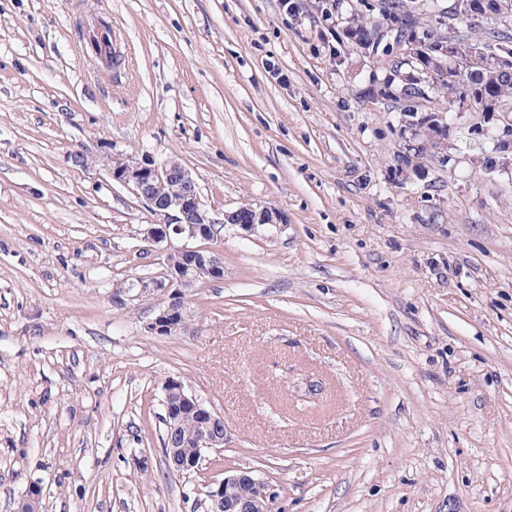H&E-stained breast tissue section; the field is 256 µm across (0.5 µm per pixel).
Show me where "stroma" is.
<instances>
[{
  "instance_id": "obj_1",
  "label": "stroma",
  "mask_w": 512,
  "mask_h": 512,
  "mask_svg": "<svg viewBox=\"0 0 512 512\" xmlns=\"http://www.w3.org/2000/svg\"><path fill=\"white\" fill-rule=\"evenodd\" d=\"M295 2L0 0V512L35 483L39 512H205L235 470L276 512H512V116L405 94L385 0ZM97 18L121 69L78 48ZM115 154L285 218L220 226L179 335L144 329L163 295L113 299L164 259ZM172 378L224 416L188 475Z\"/></svg>"
}]
</instances>
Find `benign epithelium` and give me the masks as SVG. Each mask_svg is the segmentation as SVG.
Returning a JSON list of instances; mask_svg holds the SVG:
<instances>
[{"instance_id": "1", "label": "benign epithelium", "mask_w": 512, "mask_h": 512, "mask_svg": "<svg viewBox=\"0 0 512 512\" xmlns=\"http://www.w3.org/2000/svg\"><path fill=\"white\" fill-rule=\"evenodd\" d=\"M108 172L113 181L129 188L152 213L163 219L161 224L149 225L144 235L147 243L164 252L163 268L155 274L126 278L117 286L115 298L141 301L159 293L167 295L168 301L145 324V331L156 336L180 334L189 325L187 296L206 281L224 278L221 254L207 245L218 220L203 204L195 177L175 159L117 157L111 160ZM224 223L251 233L259 224H281L283 220L273 209L239 208L224 215ZM175 239L181 245H174ZM164 392L163 420L170 432H178L183 409L191 406L205 419L195 447L201 452L224 447V417L220 413L206 407L178 379L169 380ZM278 496L275 485L250 471L239 470L225 475L210 488L209 510L259 512L263 504Z\"/></svg>"}]
</instances>
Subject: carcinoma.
<instances>
[{"mask_svg": "<svg viewBox=\"0 0 512 512\" xmlns=\"http://www.w3.org/2000/svg\"><path fill=\"white\" fill-rule=\"evenodd\" d=\"M475 13L480 18L494 19L501 13H509V24L487 32L482 40L489 53L512 57V0H473ZM384 15L397 27L400 37L407 38L406 65L417 70L430 68L443 77L442 86L448 92V98H471L483 112H512V65L506 72H498L485 62L471 57L463 51L450 58L439 52L440 43L431 31H417V21L413 14L402 9L392 11L384 9ZM457 16L450 11L442 16L440 25L448 29V39L465 46L472 39L454 31ZM470 71V82L457 78L461 70ZM203 430V421L188 409L183 411L180 434L187 442L182 454L189 464L188 471L197 469L201 457L193 447L195 439Z\"/></svg>", "mask_w": 512, "mask_h": 512, "instance_id": "carcinoma-1", "label": "carcinoma"}]
</instances>
